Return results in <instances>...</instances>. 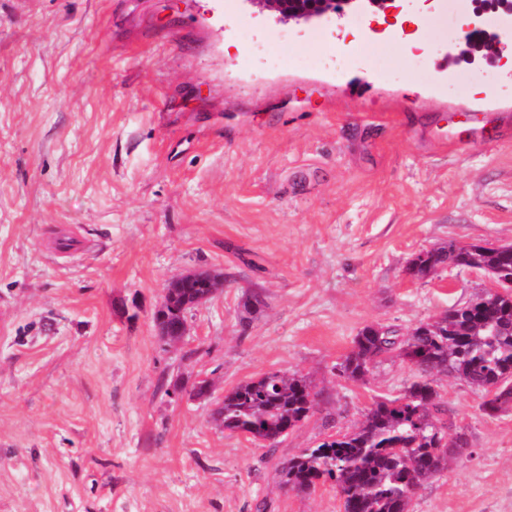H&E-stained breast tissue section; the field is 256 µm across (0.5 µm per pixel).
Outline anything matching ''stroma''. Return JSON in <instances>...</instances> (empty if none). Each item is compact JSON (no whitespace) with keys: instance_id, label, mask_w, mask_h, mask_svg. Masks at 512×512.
<instances>
[{"instance_id":"obj_1","label":"stroma","mask_w":512,"mask_h":512,"mask_svg":"<svg viewBox=\"0 0 512 512\" xmlns=\"http://www.w3.org/2000/svg\"><path fill=\"white\" fill-rule=\"evenodd\" d=\"M473 29L512 41V12L0 0V512H343L332 483L298 494L276 469L412 380L396 358L339 376L354 337L488 292L466 268L411 278L420 251L512 244V68L450 64ZM187 271L224 287L171 346L154 314ZM271 371L322 392L276 448L211 421ZM438 391L471 454L413 512H512V410ZM319 1L325 2V6L321 5H314L313 3H317ZM336 1H347V0H269V8H284L288 11H291L294 15L298 16H292V14L288 13V11L284 10H276L279 14H277V18L280 21H290L295 20L296 23H301L304 21L302 17H307L308 15H311L312 12H315L316 15L314 18H321L322 16L328 14L326 12L319 14L322 11H325L327 9L332 10L336 13H342L340 10L336 9H343V5L339 6L336 5ZM326 13V14H325Z\"/></svg>"}]
</instances>
